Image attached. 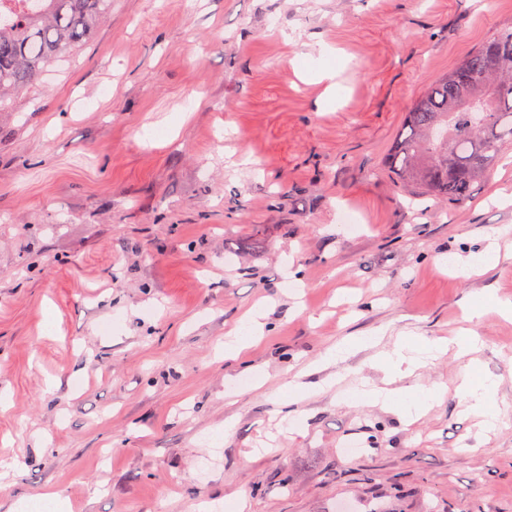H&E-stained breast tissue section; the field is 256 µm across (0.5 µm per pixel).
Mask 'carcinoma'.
Masks as SVG:
<instances>
[{
  "instance_id": "carcinoma-1",
  "label": "carcinoma",
  "mask_w": 512,
  "mask_h": 512,
  "mask_svg": "<svg viewBox=\"0 0 512 512\" xmlns=\"http://www.w3.org/2000/svg\"><path fill=\"white\" fill-rule=\"evenodd\" d=\"M0 20V104L82 41L112 0H12ZM512 144V29L486 41L415 101L386 165L411 201L462 204Z\"/></svg>"
}]
</instances>
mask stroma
<instances>
[{
    "label": "stroma",
    "instance_id": "1",
    "mask_svg": "<svg viewBox=\"0 0 512 512\" xmlns=\"http://www.w3.org/2000/svg\"><path fill=\"white\" fill-rule=\"evenodd\" d=\"M507 28L512 0H112L0 110V512L48 490L64 512H512V320L470 312L512 297V260L447 262L512 246V147L457 205L381 171ZM322 43L330 107L299 74ZM458 329L478 348L414 372L445 391L417 420L352 402L396 337ZM472 364L500 382L489 432L455 391ZM484 254L486 259L481 265L474 264L470 259L467 261H460L456 259L452 265V269H454L459 276L466 278L488 266L490 263L498 264L502 259H512V253L510 250H507L504 254H502L500 249L495 247H491L490 249L486 250ZM258 330L259 324L255 317L243 321L236 329L235 336L224 343L225 359H235L240 350L256 335Z\"/></svg>",
    "mask_w": 512,
    "mask_h": 512
}]
</instances>
